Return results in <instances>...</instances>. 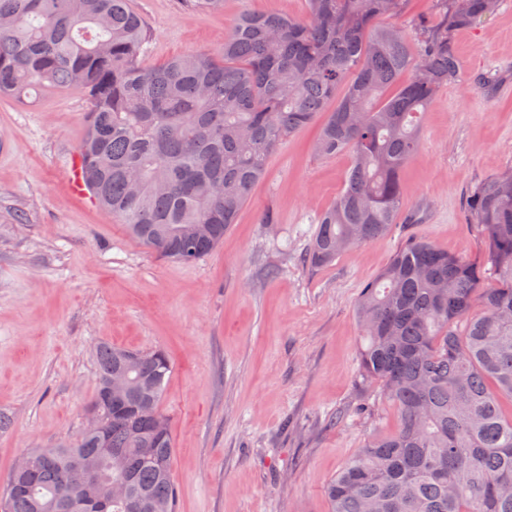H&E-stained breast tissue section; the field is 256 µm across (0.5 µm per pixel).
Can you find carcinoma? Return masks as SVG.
Segmentation results:
<instances>
[{"mask_svg": "<svg viewBox=\"0 0 512 512\" xmlns=\"http://www.w3.org/2000/svg\"><path fill=\"white\" fill-rule=\"evenodd\" d=\"M307 2L305 19L244 13L219 52L147 66L129 0H0V96L80 90L88 192L135 240L182 263L224 239L270 156L320 123L319 155H351L306 252L325 266L396 223L422 117L461 73L456 32L500 0H433V15L388 27L378 20L403 16L409 0ZM466 210L487 240L482 261L411 239L362 290L360 376L380 386L399 427L329 480L330 512H512V416L501 407L512 400V165L475 186ZM96 351L88 409L101 431L28 450L35 465L12 473L0 512H69L83 460L104 481H127L137 512H176L161 410L171 361L162 349ZM124 369L130 390L113 394Z\"/></svg>", "mask_w": 512, "mask_h": 512, "instance_id": "carcinoma-1", "label": "carcinoma"}]
</instances>
